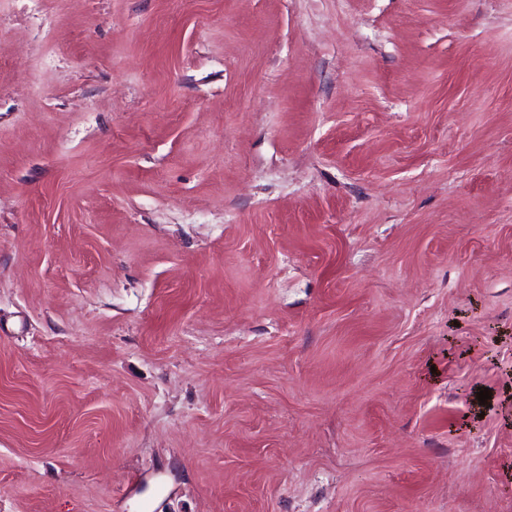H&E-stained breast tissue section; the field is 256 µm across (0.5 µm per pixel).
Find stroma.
Listing matches in <instances>:
<instances>
[{"mask_svg": "<svg viewBox=\"0 0 512 512\" xmlns=\"http://www.w3.org/2000/svg\"><path fill=\"white\" fill-rule=\"evenodd\" d=\"M0 512H512V0H0Z\"/></svg>", "mask_w": 512, "mask_h": 512, "instance_id": "stroma-1", "label": "stroma"}]
</instances>
